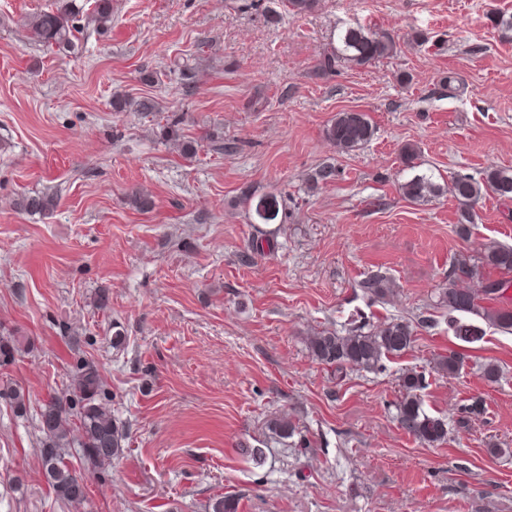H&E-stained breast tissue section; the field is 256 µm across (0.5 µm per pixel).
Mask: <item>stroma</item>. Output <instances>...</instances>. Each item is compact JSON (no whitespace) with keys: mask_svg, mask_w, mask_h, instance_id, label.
<instances>
[{"mask_svg":"<svg viewBox=\"0 0 512 512\" xmlns=\"http://www.w3.org/2000/svg\"><path fill=\"white\" fill-rule=\"evenodd\" d=\"M55 3L0 0V334L28 342L0 367V386L27 398L22 415L0 400V512H208L219 495L238 512H512V334L462 343L438 303L454 253L512 246V198L484 195L464 240L449 190L455 175L512 168V29L495 23L512 0H318L302 16L278 0H111V26L82 25L72 52L24 25ZM356 23L388 33L396 53L321 72ZM117 95L157 109L113 111ZM351 110L375 133L342 153L324 129ZM172 114L201 142L195 157L162 137ZM326 164L336 178L323 184ZM417 174L441 193L406 199ZM136 188L151 210L131 208ZM247 190L284 196L287 221L253 222ZM24 192L57 204L22 212ZM379 270L394 284L380 302L359 288ZM400 318L414 345L379 372L339 373L307 347L322 330ZM76 337L104 366L129 439L69 505L44 479L37 425ZM452 352L466 363L448 377L434 360ZM408 371L448 424L438 446L394 420ZM476 399L483 414L460 423ZM278 416L292 438L268 429ZM261 444L264 463L241 452Z\"/></svg>","mask_w":512,"mask_h":512,"instance_id":"obj_1","label":"stroma"}]
</instances>
